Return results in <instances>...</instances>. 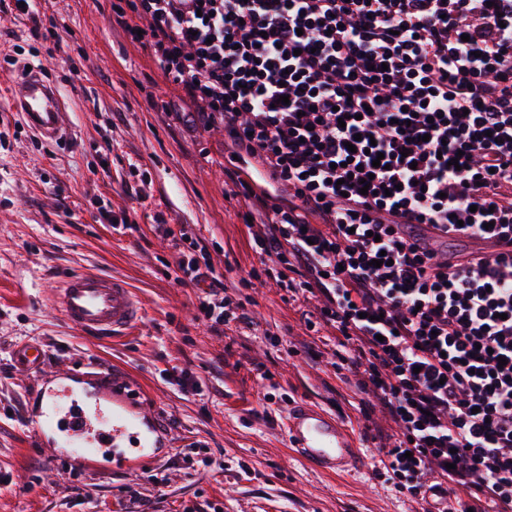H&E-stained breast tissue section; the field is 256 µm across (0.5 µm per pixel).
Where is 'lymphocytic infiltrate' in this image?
<instances>
[{
  "mask_svg": "<svg viewBox=\"0 0 512 512\" xmlns=\"http://www.w3.org/2000/svg\"><path fill=\"white\" fill-rule=\"evenodd\" d=\"M127 2L113 22L223 128L265 212L252 278L316 299L361 414L397 424L375 477L427 512H512V0ZM159 230L219 332L223 281Z\"/></svg>",
  "mask_w": 512,
  "mask_h": 512,
  "instance_id": "obj_1",
  "label": "lymphocytic infiltrate"
}]
</instances>
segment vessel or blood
Wrapping results in <instances>:
<instances>
[{"label": "vessel or blood", "instance_id": "1", "mask_svg": "<svg viewBox=\"0 0 512 512\" xmlns=\"http://www.w3.org/2000/svg\"><path fill=\"white\" fill-rule=\"evenodd\" d=\"M10 97L32 131L51 141L69 137L66 107L40 68L20 71ZM55 301L66 323L87 335L120 333L142 318L123 280L94 271L63 276ZM45 359V350L36 342L23 346L16 356L24 372L42 367ZM79 382L78 373L69 368L39 380L29 413L36 442L75 467L129 463L141 469L153 464L166 443L157 413L135 408L123 391V378L115 373L105 374L89 402L79 395ZM285 435L290 448L317 471L336 474L360 466L363 452L346 426L310 404L289 408Z\"/></svg>", "mask_w": 512, "mask_h": 512}]
</instances>
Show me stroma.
Returning a JSON list of instances; mask_svg holds the SVG:
<instances>
[{
  "label": "stroma",
  "instance_id": "obj_1",
  "mask_svg": "<svg viewBox=\"0 0 512 512\" xmlns=\"http://www.w3.org/2000/svg\"><path fill=\"white\" fill-rule=\"evenodd\" d=\"M112 2L37 0L36 33L0 0V512H128L133 490L151 512H423L374 477V448L358 473L335 475L287 445L289 404L318 406L358 436L362 395L336 373L331 330H308L313 303L250 278L260 261L225 180L224 134L189 126L183 90L113 26ZM18 62L57 86L68 140L42 139L12 111ZM160 219L197 238L248 322L218 337L197 320L198 291L177 283L172 243L153 229ZM73 270L125 280L140 323L115 336L70 328L51 300ZM34 340L45 371L128 377L135 406L157 411L172 447L148 469L106 471L71 469L32 445L24 393L37 379L20 374L13 350ZM181 369L199 394L179 390Z\"/></svg>",
  "mask_w": 512,
  "mask_h": 512
}]
</instances>
